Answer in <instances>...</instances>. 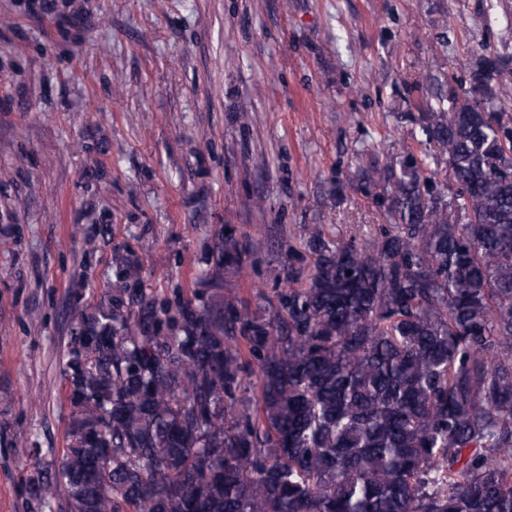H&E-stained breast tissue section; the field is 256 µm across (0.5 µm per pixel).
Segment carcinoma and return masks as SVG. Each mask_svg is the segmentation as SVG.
I'll return each instance as SVG.
<instances>
[{
	"instance_id": "cac0c4a2",
	"label": "carcinoma",
	"mask_w": 512,
	"mask_h": 512,
	"mask_svg": "<svg viewBox=\"0 0 512 512\" xmlns=\"http://www.w3.org/2000/svg\"><path fill=\"white\" fill-rule=\"evenodd\" d=\"M512 57L417 105L425 140L336 177L369 238L305 224L284 287L243 305L219 236L208 291L116 280L70 308L67 448L35 512H512ZM257 370L248 371V360Z\"/></svg>"
}]
</instances>
